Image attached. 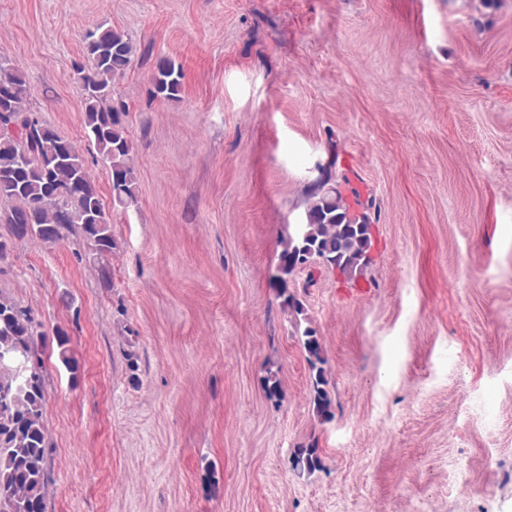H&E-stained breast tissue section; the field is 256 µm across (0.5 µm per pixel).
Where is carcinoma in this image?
<instances>
[{"mask_svg":"<svg viewBox=\"0 0 512 512\" xmlns=\"http://www.w3.org/2000/svg\"><path fill=\"white\" fill-rule=\"evenodd\" d=\"M135 48L124 32L99 25L84 37L85 62L75 65L81 84L83 133L108 168L112 207L126 210L137 203L136 152L127 129L126 103L114 97L115 85L132 62ZM183 74L167 59L157 61L152 96L177 100ZM336 192L330 168L319 169L304 203L303 222L281 237L276 277L281 310L298 319L303 302L290 292L298 263H315L357 285L371 263L372 224L367 216L354 222ZM0 263L14 240L54 245L71 235L80 238L84 257L104 287L113 286L106 263L118 243L110 214L77 145L45 123L27 98L24 72L0 53ZM310 365L311 403L322 422L333 419L330 380L322 337L311 326L302 332ZM58 358L75 372L68 331L55 329ZM44 335L29 309L0 294V353L25 361L17 378L0 365V512H47L49 458L52 445L42 418L45 366L39 348ZM270 401L282 398L278 373L267 370L261 380ZM293 471L311 475L323 469L322 449L313 440L294 449Z\"/></svg>","mask_w":512,"mask_h":512,"instance_id":"carcinoma-1","label":"carcinoma"}]
</instances>
